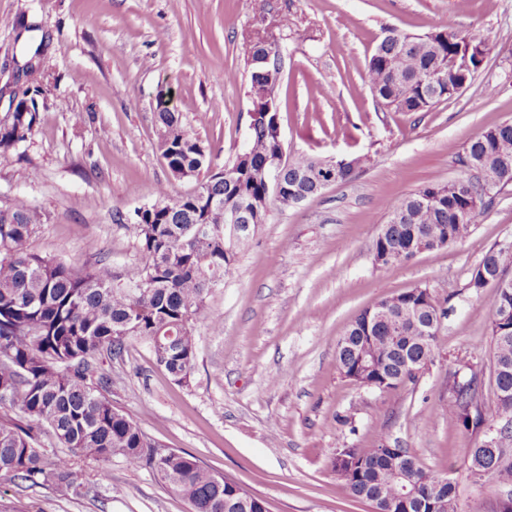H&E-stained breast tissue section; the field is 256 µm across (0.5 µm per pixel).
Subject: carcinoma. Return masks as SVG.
<instances>
[{"label": "carcinoma", "mask_w": 512, "mask_h": 512, "mask_svg": "<svg viewBox=\"0 0 512 512\" xmlns=\"http://www.w3.org/2000/svg\"><path fill=\"white\" fill-rule=\"evenodd\" d=\"M460 35L439 27L423 36L389 32L367 65V83L384 106L396 112H424L456 94L482 67L489 48L482 41L469 58L456 57ZM242 52L250 64V93L279 70L278 59L263 63L268 45L247 41ZM9 91L16 111L0 119V151L31 134L37 122L35 98ZM158 147L173 177L196 178L194 192L173 196L155 190L158 206L141 207L126 217L139 229L143 262L115 282L102 264L79 272L42 258L27 241L42 223L41 214L22 197L0 208V410L18 408L23 423L0 417V477L49 483L64 494H78L75 457L107 463L122 458L133 468L147 466L185 499L191 512H228L236 502L234 486L206 470L198 458L161 446L105 396L110 379L99 371L97 356H122L126 344H149L158 365L184 385L194 372L197 355L195 321L205 313L206 298L230 270L236 249L225 245V210L236 209L265 222L269 204L263 169L280 151L274 117L250 130L245 150L224 166L226 181L212 174L211 152L159 94ZM325 161L301 154L288 159L283 187L274 203L293 207L319 195L315 169ZM454 180L430 183L384 206L383 239L378 248L389 254L383 264L411 258L413 236L431 241L464 239L481 207L512 185V121L476 135L458 157ZM480 265L508 278L512 250L488 251ZM427 288H412L398 299L373 305L381 315L371 334L362 337V310L347 327L345 344L336 352L340 372H353L354 348L366 344L368 354L385 371L413 379L437 354L414 322L430 319ZM492 358L498 370L490 376L492 397L485 396L476 375L450 387L452 413L464 432L474 436L484 424L505 425L496 442L471 449L468 469L484 473L512 494V297L492 299ZM49 432L68 454L49 458L39 438ZM342 465L343 482L353 497L384 512H456V487L445 476L425 469L406 448H349Z\"/></svg>", "instance_id": "carcinoma-1"}]
</instances>
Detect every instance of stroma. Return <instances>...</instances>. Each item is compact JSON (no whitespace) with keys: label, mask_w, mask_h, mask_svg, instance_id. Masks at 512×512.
<instances>
[{"label":"stroma","mask_w":512,"mask_h":512,"mask_svg":"<svg viewBox=\"0 0 512 512\" xmlns=\"http://www.w3.org/2000/svg\"><path fill=\"white\" fill-rule=\"evenodd\" d=\"M0 0V88L26 87L38 65L46 100L25 141L0 153V208L25 197L44 215L29 241L43 257L113 274L142 260L125 215L151 204L156 185L186 194L158 149L159 91H172L183 122L231 163L252 107L241 45L271 43L288 155L363 158L352 179L300 206H271L240 244L223 285L207 299L220 319L196 324L189 385L173 381L149 347L100 358L112 404L162 447L196 456L265 499L269 512H371L337 478L340 448L410 449L448 477L457 512H491L493 482L474 484L475 441L455 423L454 379L488 378L494 288L474 293L471 272L491 249L512 246V185L447 247L390 265L375 262L383 202L459 174L457 159L484 129L512 120V0ZM485 42L490 53L458 95L425 112L385 109L366 64L389 31L434 26ZM496 85L488 93V85ZM98 242L84 248L86 237ZM418 286L446 301L434 361L413 381L379 392L346 378L336 345L361 310ZM80 486L0 478V512H189L150 468L116 457L73 461Z\"/></svg>","instance_id":"35a3bbf8"}]
</instances>
